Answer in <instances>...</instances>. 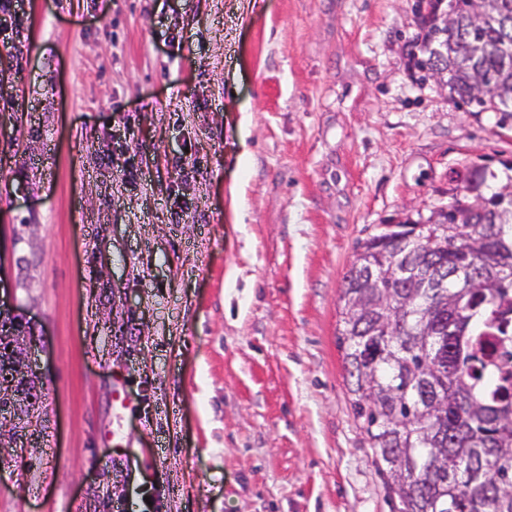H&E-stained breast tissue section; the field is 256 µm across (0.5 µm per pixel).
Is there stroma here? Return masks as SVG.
<instances>
[{
    "label": "stroma",
    "instance_id": "stroma-1",
    "mask_svg": "<svg viewBox=\"0 0 512 512\" xmlns=\"http://www.w3.org/2000/svg\"><path fill=\"white\" fill-rule=\"evenodd\" d=\"M412 0H20L0 303L41 345L0 512H394L336 342L358 241L512 126L417 81Z\"/></svg>",
    "mask_w": 512,
    "mask_h": 512
}]
</instances>
